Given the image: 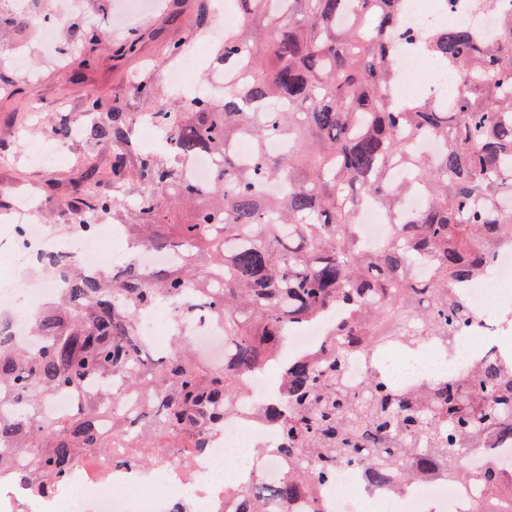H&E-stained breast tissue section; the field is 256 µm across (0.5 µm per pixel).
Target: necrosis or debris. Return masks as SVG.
Masks as SVG:
<instances>
[{"instance_id": "obj_1", "label": "necrosis or debris", "mask_w": 512, "mask_h": 512, "mask_svg": "<svg viewBox=\"0 0 512 512\" xmlns=\"http://www.w3.org/2000/svg\"><path fill=\"white\" fill-rule=\"evenodd\" d=\"M464 20L485 35H493L497 18L473 5L444 7L441 0H407L403 27L424 32L447 21ZM402 79L394 95L433 103L444 102L447 90L457 89L458 78L422 69L419 58L400 54ZM31 196H20L12 211L0 219V252L14 256L18 267L36 265L44 252H58L85 258L86 249L96 243L97 234L76 233L55 238L51 230L33 224ZM64 281L0 277V308L7 317L0 320V340L12 345L32 346L36 338L29 321L47 299L60 294ZM476 326L469 333L453 337L443 346L423 345L413 349L391 346L384 350L382 366L399 386L439 380L441 369L459 373L489 357H500L512 327L503 312L512 308V247L499 250L494 265L466 290ZM340 309L329 311L321 321L289 329L284 345L289 357L319 352L330 341L333 321ZM143 331L151 336L182 331L191 336L197 352L211 362L224 360V330L213 320L195 317L176 320L170 308L156 307L142 320ZM282 360H275L263 375L250 376L244 392L224 423L207 435L208 446L198 449L187 439L173 454H160L153 467L133 459L128 448H111L104 454H89L45 490L30 484H0V512H224L225 489L246 481L254 470L262 480L277 482L288 469L284 458H259L261 448L276 446L278 427L266 419L267 403L282 392ZM469 468L477 470L512 467V436L488 435L466 457ZM317 496L322 512H474L484 500L482 486L462 487L447 480H419L386 474L374 479L359 464H341L331 481L321 485Z\"/></svg>"}]
</instances>
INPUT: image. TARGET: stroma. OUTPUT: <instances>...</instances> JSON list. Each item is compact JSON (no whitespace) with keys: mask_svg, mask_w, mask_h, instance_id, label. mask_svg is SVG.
I'll return each instance as SVG.
<instances>
[{"mask_svg":"<svg viewBox=\"0 0 512 512\" xmlns=\"http://www.w3.org/2000/svg\"><path fill=\"white\" fill-rule=\"evenodd\" d=\"M152 2L147 13L131 16L121 0H83L80 12L58 21L61 38L71 45L62 60L42 51L37 27L0 30V211L11 207L17 195L34 190L40 209L33 223L58 228L69 224L71 211L81 205L79 188L91 165L97 192L120 203L114 213L103 216V223H138L136 184L113 183L109 172L116 154H126L132 163L137 154L154 150L155 145L135 132L124 143L92 139L88 128L95 117L84 110L86 98L100 97L135 119L148 110L139 92L143 85L152 88L157 102L173 110L196 88L213 96L224 92L223 83L212 77L217 47L209 42L211 31L196 27L202 0ZM128 38L138 39L136 54L116 56V48ZM176 45L202 57L196 73L178 85L165 78ZM16 56L24 59L25 71L14 66ZM52 123L71 133L53 145L57 163H34L28 140L38 126Z\"/></svg>","mask_w":512,"mask_h":512,"instance_id":"stroma-1","label":"stroma"}]
</instances>
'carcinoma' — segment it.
I'll use <instances>...</instances> for the list:
<instances>
[{
    "instance_id": "carcinoma-1",
    "label": "carcinoma",
    "mask_w": 512,
    "mask_h": 512,
    "mask_svg": "<svg viewBox=\"0 0 512 512\" xmlns=\"http://www.w3.org/2000/svg\"><path fill=\"white\" fill-rule=\"evenodd\" d=\"M245 26L224 31V101L194 96L150 117L170 153H144L135 207L126 225L133 253L171 257L144 272L132 262L88 275L48 252L42 266L67 281L59 300L33 319L40 346L0 341V478L35 485L61 478L86 453L132 448L147 461L187 435L207 447L243 378L259 374L291 327L338 306L346 318L317 357L283 369L285 394L266 409L280 426L273 456L288 457L283 481L258 493L231 492L232 512H293L341 463L380 478L394 471L479 483V512H512V470L461 468L463 453L491 431L512 432V362L486 360L428 387H399L387 374L358 393L339 385L348 362L373 357L379 342H446L473 326L464 288L512 245V9L477 0L498 15L486 40L465 26L410 33L404 0H237ZM457 74L446 104L393 101L398 43ZM130 119L114 107L95 125L97 140H125ZM251 140L244 156L235 145ZM435 139V155L419 151ZM213 160L208 184L187 164ZM406 179L395 184L392 170ZM273 183L284 184L280 192ZM423 206L400 215L403 196ZM191 207L177 234L159 231L168 197ZM73 231L91 227L117 202L91 189ZM367 204L394 226L371 248L357 217ZM161 302L181 317L207 311L224 326V362L200 360L177 332L153 358L141 314ZM56 393L75 406L40 411ZM112 415V431L100 420Z\"/></svg>"
}]
</instances>
